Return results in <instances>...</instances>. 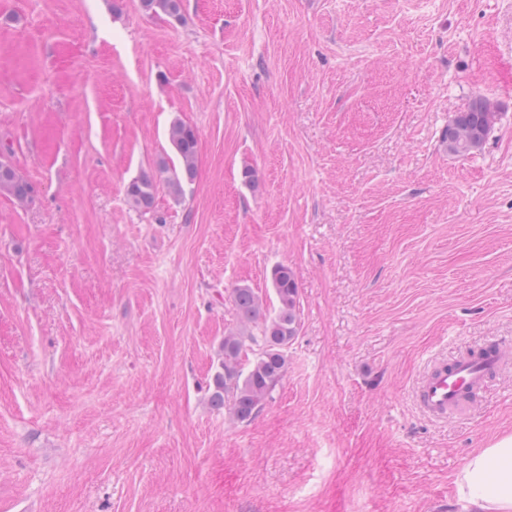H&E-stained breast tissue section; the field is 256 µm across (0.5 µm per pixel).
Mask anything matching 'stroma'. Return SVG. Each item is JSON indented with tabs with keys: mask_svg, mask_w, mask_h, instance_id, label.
Wrapping results in <instances>:
<instances>
[{
	"mask_svg": "<svg viewBox=\"0 0 512 512\" xmlns=\"http://www.w3.org/2000/svg\"><path fill=\"white\" fill-rule=\"evenodd\" d=\"M0 0V512H471L512 364L427 418V365L512 342V0ZM480 151L442 133L475 96ZM198 133L184 200L125 196ZM254 183H246L245 169ZM294 272L288 370L209 402L232 291ZM140 3L143 10L153 16L164 15L177 22L184 20L181 0H140ZM499 119V113L486 99L476 97L465 112L448 122L442 142L448 153L465 156L479 151ZM0 195L11 197L18 204L25 205L33 201L35 187L20 177L13 165H0Z\"/></svg>",
	"mask_w": 512,
	"mask_h": 512,
	"instance_id": "1",
	"label": "stroma"
}]
</instances>
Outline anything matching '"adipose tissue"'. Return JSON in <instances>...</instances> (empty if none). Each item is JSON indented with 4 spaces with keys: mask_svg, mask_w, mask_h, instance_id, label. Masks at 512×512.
Returning <instances> with one entry per match:
<instances>
[{
    "mask_svg": "<svg viewBox=\"0 0 512 512\" xmlns=\"http://www.w3.org/2000/svg\"><path fill=\"white\" fill-rule=\"evenodd\" d=\"M457 486L475 512H512V435L472 455Z\"/></svg>",
    "mask_w": 512,
    "mask_h": 512,
    "instance_id": "1",
    "label": "adipose tissue"
}]
</instances>
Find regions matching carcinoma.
Segmentation results:
<instances>
[{"instance_id":"carcinoma-1","label":"carcinoma","mask_w":512,"mask_h":512,"mask_svg":"<svg viewBox=\"0 0 512 512\" xmlns=\"http://www.w3.org/2000/svg\"><path fill=\"white\" fill-rule=\"evenodd\" d=\"M143 10L153 16L184 20L182 0H140ZM499 119L495 107L482 97L475 98L465 112L448 122L442 142L448 153L465 156L480 150ZM169 140L176 160L162 159L156 168L144 170L125 189L127 202L141 211L150 210L158 182H163L176 200L183 198L184 186L196 177L198 136L194 127L174 122ZM0 195L18 204L33 201L35 187L20 177L13 165L0 166ZM272 287L278 308L271 313L263 299L251 288L233 289V300L241 329L224 336L220 370L212 380L210 403L218 408L231 402L230 414L240 423L251 421L272 397L287 371L288 344L297 336L298 284L293 271L279 265L272 271Z\"/></svg>"}]
</instances>
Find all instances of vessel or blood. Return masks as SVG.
Instances as JSON below:
<instances>
[{
	"label": "vessel or blood",
	"mask_w": 512,
	"mask_h": 512,
	"mask_svg": "<svg viewBox=\"0 0 512 512\" xmlns=\"http://www.w3.org/2000/svg\"><path fill=\"white\" fill-rule=\"evenodd\" d=\"M512 359V347L496 345L465 353L437 364L422 378L416 389V399L430 417L444 420L472 396Z\"/></svg>",
	"instance_id": "obj_1"
}]
</instances>
